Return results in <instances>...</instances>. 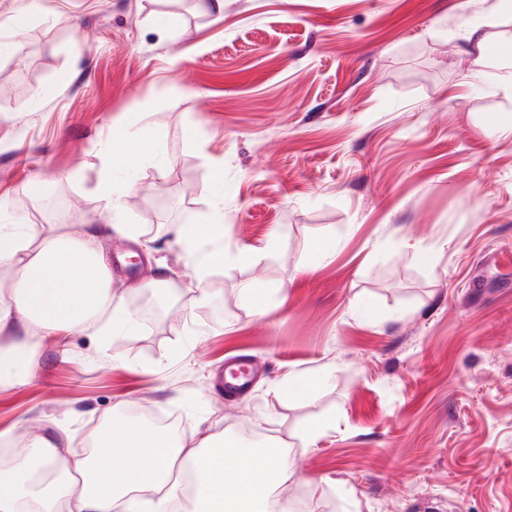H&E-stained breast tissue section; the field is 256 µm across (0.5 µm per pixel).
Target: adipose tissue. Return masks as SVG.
Segmentation results:
<instances>
[{"label":"adipose tissue","instance_id":"1","mask_svg":"<svg viewBox=\"0 0 512 512\" xmlns=\"http://www.w3.org/2000/svg\"><path fill=\"white\" fill-rule=\"evenodd\" d=\"M109 163L98 185L107 221L57 224L46 233L26 224L0 225V390L34 376L43 340L87 326L99 336L136 331L139 323L112 292V265L102 242L139 235L124 223ZM174 243L189 260V287L210 295L209 278L252 261L224 246V206L209 223L177 224ZM115 424L89 433L91 453L58 447L49 434H28L0 465V512H288L282 494L293 477L290 451L266 452L221 431L204 429L186 449L169 431L115 407Z\"/></svg>","mask_w":512,"mask_h":512}]
</instances>
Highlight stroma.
I'll list each match as a JSON object with an SVG mask.
<instances>
[{"instance_id": "stroma-1", "label": "stroma", "mask_w": 512, "mask_h": 512, "mask_svg": "<svg viewBox=\"0 0 512 512\" xmlns=\"http://www.w3.org/2000/svg\"><path fill=\"white\" fill-rule=\"evenodd\" d=\"M0 0V224L101 223L106 154L156 147L125 186L137 239L115 236L112 288L163 279V316L100 343L45 341L34 378L0 391L12 448L62 447L127 415L177 414L289 447V504L316 512H512V50L498 0ZM486 24V49L466 38ZM491 80L482 94L477 86ZM224 165L226 245L251 251L199 301L163 230L207 223ZM40 179L43 193L29 184ZM339 245L308 269L312 246ZM434 247L413 262L406 246ZM245 282L272 292L255 315ZM259 368L224 398L226 360ZM329 372L306 400L286 375ZM323 415L334 428L303 446Z\"/></svg>"}]
</instances>
